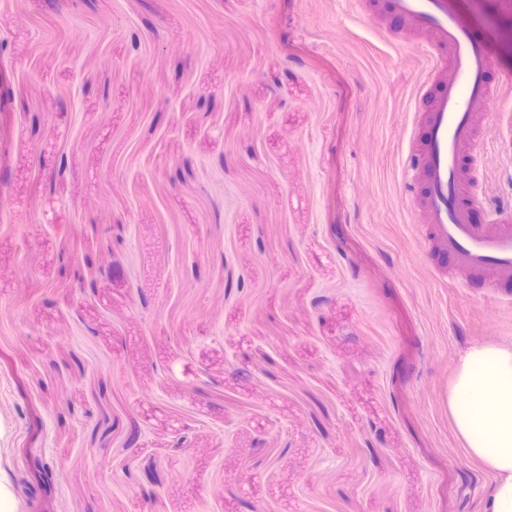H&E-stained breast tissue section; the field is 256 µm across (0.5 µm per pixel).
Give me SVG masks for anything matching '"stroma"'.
Wrapping results in <instances>:
<instances>
[{"instance_id": "stroma-1", "label": "stroma", "mask_w": 512, "mask_h": 512, "mask_svg": "<svg viewBox=\"0 0 512 512\" xmlns=\"http://www.w3.org/2000/svg\"><path fill=\"white\" fill-rule=\"evenodd\" d=\"M451 5L512 71V9ZM425 67L342 0H0L18 512H482L448 392L512 307L426 268Z\"/></svg>"}]
</instances>
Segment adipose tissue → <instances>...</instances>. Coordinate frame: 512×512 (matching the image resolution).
Segmentation results:
<instances>
[{
  "label": "adipose tissue",
  "mask_w": 512,
  "mask_h": 512,
  "mask_svg": "<svg viewBox=\"0 0 512 512\" xmlns=\"http://www.w3.org/2000/svg\"><path fill=\"white\" fill-rule=\"evenodd\" d=\"M450 403L467 455L494 475L484 512H512V346H468L457 360Z\"/></svg>",
  "instance_id": "1"
}]
</instances>
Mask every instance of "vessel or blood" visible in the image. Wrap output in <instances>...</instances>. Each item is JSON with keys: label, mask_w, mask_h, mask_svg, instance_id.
Instances as JSON below:
<instances>
[{"label": "vessel or blood", "mask_w": 512, "mask_h": 512, "mask_svg": "<svg viewBox=\"0 0 512 512\" xmlns=\"http://www.w3.org/2000/svg\"><path fill=\"white\" fill-rule=\"evenodd\" d=\"M350 12L391 39L410 33L432 60L413 98L420 138L403 152V185L417 238L436 281L468 285L482 295L512 287V207L490 204L479 174L463 176V160L479 164L489 146L481 123L489 105L512 98V73H495L489 44L478 40L449 0H347Z\"/></svg>", "instance_id": "b4317fda"}]
</instances>
